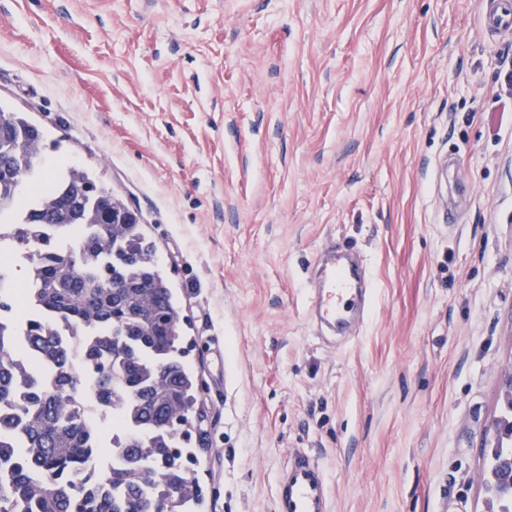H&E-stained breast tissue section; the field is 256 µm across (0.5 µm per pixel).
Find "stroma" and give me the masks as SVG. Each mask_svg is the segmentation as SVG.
<instances>
[{"label": "stroma", "mask_w": 512, "mask_h": 512, "mask_svg": "<svg viewBox=\"0 0 512 512\" xmlns=\"http://www.w3.org/2000/svg\"><path fill=\"white\" fill-rule=\"evenodd\" d=\"M488 2L0 0V106L135 209L172 281L203 512H274L299 449L333 512H486L512 368V34ZM329 239L375 289L336 341L307 315ZM484 24L494 34L512 32V1L493 0L485 15Z\"/></svg>", "instance_id": "stroma-1"}]
</instances>
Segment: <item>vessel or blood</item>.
Masks as SVG:
<instances>
[{"label": "vessel or blood", "mask_w": 512, "mask_h": 512, "mask_svg": "<svg viewBox=\"0 0 512 512\" xmlns=\"http://www.w3.org/2000/svg\"><path fill=\"white\" fill-rule=\"evenodd\" d=\"M495 34L512 32V0H493L484 18ZM323 286L311 305L313 324L345 330L355 306L364 304L370 283L363 260L326 242L321 250ZM276 512H332L326 474L317 459L299 451L276 479Z\"/></svg>", "instance_id": "b4317fda"}]
</instances>
